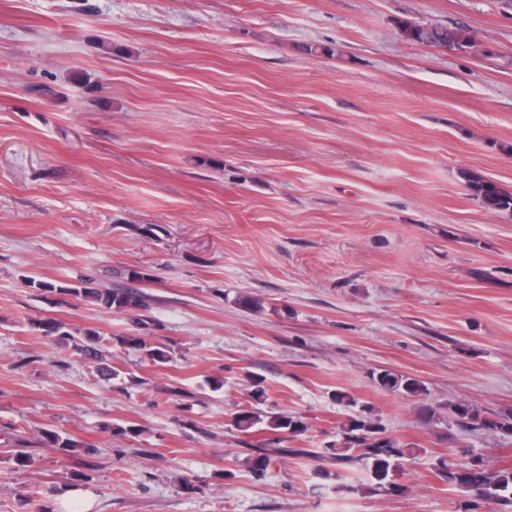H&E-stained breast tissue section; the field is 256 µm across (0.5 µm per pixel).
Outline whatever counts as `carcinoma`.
Returning <instances> with one entry per match:
<instances>
[{"mask_svg":"<svg viewBox=\"0 0 512 512\" xmlns=\"http://www.w3.org/2000/svg\"><path fill=\"white\" fill-rule=\"evenodd\" d=\"M400 29L404 37L412 42L447 49L456 43L473 39L469 29L463 26L427 27L406 20L400 22ZM466 181L472 195L484 207L512 212V192L476 175L466 177ZM61 293L118 313L141 308L144 303L143 294L133 287L102 290L87 286L85 280L61 289ZM38 329L43 336L52 339V343L74 350L86 363L95 367L100 375L110 379L120 377L118 370L100 365L104 360L101 346L104 337L98 332L90 330L83 339L77 341L60 321L42 320L38 322ZM115 340L123 348L135 350L155 364L169 361L168 351L153 345L143 336H117ZM372 378L381 388L406 398H418L426 394L424 383L408 375L382 370L373 373ZM265 395L263 380L250 379L246 406L231 416V429L248 436L256 432V428H261L267 434V437L260 440V444L265 447L281 443L287 435L296 437L307 431L308 425L299 415L261 410L259 405L265 402ZM451 409L456 424L464 429H485L512 437V414L492 419L468 403H455ZM43 438L55 448L79 447L77 441L54 430H45ZM412 452V446L387 435L385 429L372 417V410L364 407L348 415L337 428L336 441L318 452L319 458L336 464V471L320 469L317 475L324 482H335L337 490L351 491L353 487L346 483V470L349 465L359 463L368 473L374 492L402 494L405 488L395 482L393 476L406 458L412 456ZM434 469L436 476L460 496L457 512H500L497 509L499 505L512 507V471L503 469L491 472L482 457L468 455L455 462L440 457Z\"/></svg>","mask_w":512,"mask_h":512,"instance_id":"cac0c4a2","label":"carcinoma"}]
</instances>
